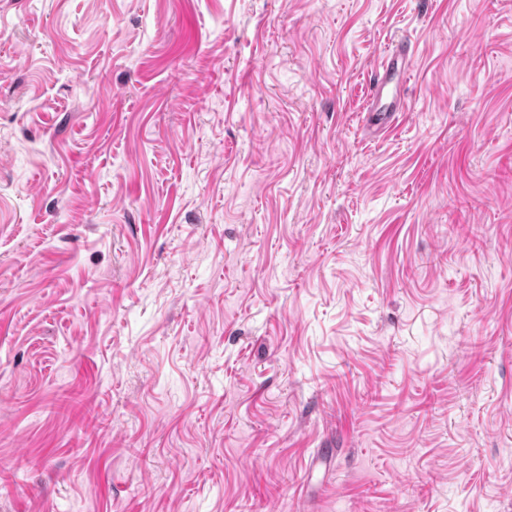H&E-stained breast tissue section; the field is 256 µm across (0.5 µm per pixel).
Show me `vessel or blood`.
I'll return each mask as SVG.
<instances>
[{
    "mask_svg": "<svg viewBox=\"0 0 512 512\" xmlns=\"http://www.w3.org/2000/svg\"><path fill=\"white\" fill-rule=\"evenodd\" d=\"M413 64V55L405 42H398L374 72L367 109L378 130L391 127L397 113L405 111V77Z\"/></svg>",
    "mask_w": 512,
    "mask_h": 512,
    "instance_id": "vessel-or-blood-1",
    "label": "vessel or blood"
}]
</instances>
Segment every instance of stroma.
Wrapping results in <instances>:
<instances>
[{
  "label": "stroma",
  "mask_w": 512,
  "mask_h": 512,
  "mask_svg": "<svg viewBox=\"0 0 512 512\" xmlns=\"http://www.w3.org/2000/svg\"><path fill=\"white\" fill-rule=\"evenodd\" d=\"M0 512H512V0H0ZM413 64L408 45L399 41L374 72L368 94L367 112H372L376 131L391 127L398 112H407L404 104L405 77Z\"/></svg>",
  "instance_id": "stroma-1"
}]
</instances>
